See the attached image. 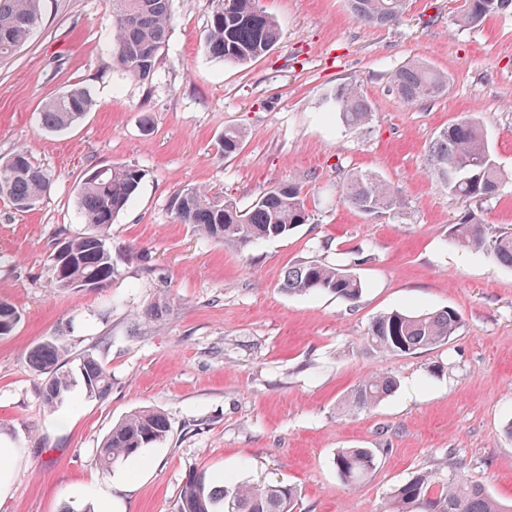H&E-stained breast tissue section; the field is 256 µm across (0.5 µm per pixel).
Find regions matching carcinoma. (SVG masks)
Wrapping results in <instances>:
<instances>
[{
    "label": "carcinoma",
    "mask_w": 512,
    "mask_h": 512,
    "mask_svg": "<svg viewBox=\"0 0 512 512\" xmlns=\"http://www.w3.org/2000/svg\"><path fill=\"white\" fill-rule=\"evenodd\" d=\"M40 0H0V57L16 52L30 39L38 22ZM405 0H348L354 20L383 27L400 20ZM512 9V0H461L460 27H474L484 19ZM173 23L170 0H112L115 66L139 81L153 77ZM280 28L260 5V0H212L205 52L221 65L252 62L276 46ZM398 96L408 102L432 99L448 89L447 74L420 60H411L391 74ZM336 117L359 130L369 123L372 108L354 84L336 87ZM92 107L87 91L73 86L49 99L40 110L42 125L60 132L77 124ZM245 131L224 130V155L239 152ZM428 173L444 181L448 191L471 205L452 225L451 241L473 254L512 269V230L486 231L479 211L500 192L503 172L497 165L487 136L479 123L464 118L444 128L428 152ZM144 177L135 166L109 167L100 175L85 177L76 203L88 232L63 238L53 254L50 285L60 290L93 288L112 282L114 267L110 236L112 224L135 197ZM51 186L50 175L35 164L24 149L0 161V197L17 211H29L43 200ZM344 201L361 213L401 208L399 191L371 172L350 175L341 187ZM172 207L179 221L192 224L208 240L258 245L283 238L311 220L302 187L288 183L262 193L247 209L218 192L187 188L175 194ZM282 288L292 294L332 293L356 300L364 283L341 265L318 260L288 267ZM20 320L17 309L0 301V337L12 333ZM462 327L456 310L407 313L393 310L377 317L368 329L366 343L380 353L413 354L447 343ZM26 361L45 376L42 399L48 410L63 405L75 389L87 398H102L111 389L110 371L93 354L70 357L63 344L48 340L31 349ZM397 388L392 376L373 375L355 386L343 400L347 412L367 411ZM171 431L167 415L154 409L123 417L96 450L103 473L143 449L163 443ZM371 448H343L336 454V471L349 487L364 481L375 467ZM299 492L279 483L256 489L245 481L216 483L203 471L192 472L183 484L177 512H294ZM387 512H506L486 492L484 485L451 475L444 482L432 473H421L399 486Z\"/></svg>",
    "instance_id": "carcinoma-1"
}]
</instances>
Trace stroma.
<instances>
[{"label":"stroma","mask_w":512,"mask_h":512,"mask_svg":"<svg viewBox=\"0 0 512 512\" xmlns=\"http://www.w3.org/2000/svg\"><path fill=\"white\" fill-rule=\"evenodd\" d=\"M279 43L243 66L209 60L211 0H171L173 28L152 80L112 61V0H41L31 39L0 59V158L26 148L52 178L35 210L0 200V301L21 319L0 338V445L14 475L0 512H76L104 494L115 512H176L189 472L300 491L294 512H380L421 472L481 482L512 505V270L450 241L466 209L426 173L428 149L462 116L482 124L505 180L485 205L489 231L512 225V13L454 24L458 0H406L401 21L355 22L346 0H262ZM414 58L447 72L440 97L404 102L388 74ZM372 105L364 129L334 116L337 86ZM87 89L93 108L63 133L43 129L46 99ZM246 131L225 156L226 127ZM145 172L112 225L108 287L51 288L60 235L83 233L77 187L102 166ZM356 171L399 189V211L362 214L340 197ZM288 182L311 221L285 238L243 247L180 223L175 193L203 187L240 207ZM299 260L353 268L357 303L291 295L280 283ZM162 315H153L155 305ZM451 307L463 319L444 345L384 355L365 341L371 321L400 309ZM59 338L110 370L104 398L75 393L57 411L28 350ZM396 377L394 394L348 414L343 398L367 376ZM154 408L170 419L162 444L102 475L101 439L124 415ZM341 448H370L375 470L357 487L338 476Z\"/></svg>","instance_id":"35a3bbf8"}]
</instances>
